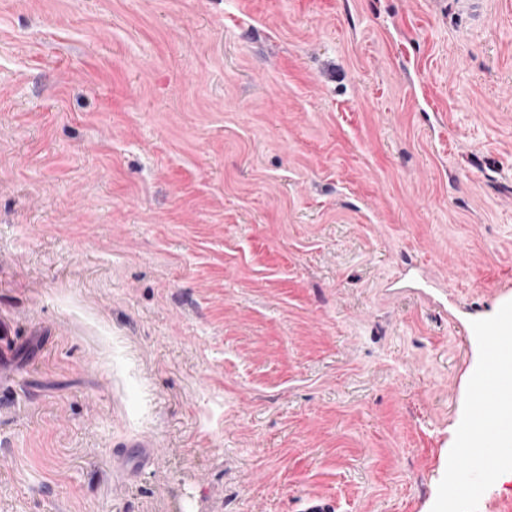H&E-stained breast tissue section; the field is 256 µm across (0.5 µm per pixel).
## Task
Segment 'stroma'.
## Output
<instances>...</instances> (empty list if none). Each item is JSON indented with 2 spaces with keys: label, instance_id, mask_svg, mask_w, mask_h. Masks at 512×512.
Segmentation results:
<instances>
[{
  "label": "stroma",
  "instance_id": "obj_1",
  "mask_svg": "<svg viewBox=\"0 0 512 512\" xmlns=\"http://www.w3.org/2000/svg\"><path fill=\"white\" fill-rule=\"evenodd\" d=\"M483 2L0 0V512L512 508L445 493L512 308ZM473 333L476 336H481L485 342L487 348V357L484 368L481 372L485 378L487 384L497 387L505 384L498 372L499 362L510 355V345L506 340L503 339L499 334V330L495 326L480 325L472 328ZM500 370L509 377L510 381L512 378V366L511 361H501ZM150 447L151 444L146 441L128 445L126 448H140L136 453V460L132 463L129 462V458L125 450H117L112 456L113 466L125 469L128 473L134 474L137 467H144L150 462L152 458Z\"/></svg>",
  "mask_w": 512,
  "mask_h": 512
}]
</instances>
